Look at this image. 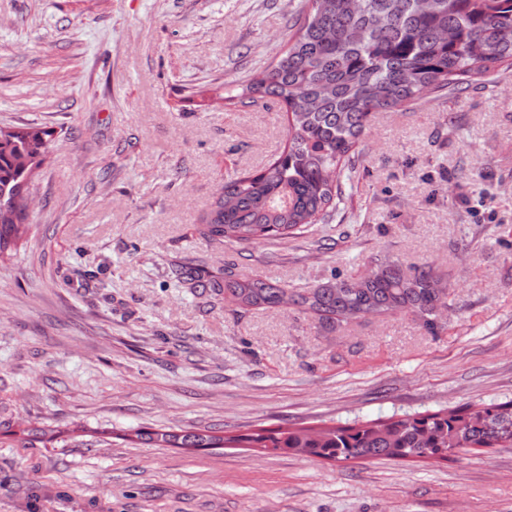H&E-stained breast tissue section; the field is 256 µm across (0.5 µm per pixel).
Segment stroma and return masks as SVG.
<instances>
[{
  "label": "stroma",
  "instance_id": "1",
  "mask_svg": "<svg viewBox=\"0 0 512 512\" xmlns=\"http://www.w3.org/2000/svg\"><path fill=\"white\" fill-rule=\"evenodd\" d=\"M305 0H0V128L52 130L30 231L0 255V512H512V448L327 462L119 440L132 429L331 426L512 399V71L380 112L327 223L203 238L224 181L286 144L224 88L285 48ZM448 286L337 328L237 311L176 267L315 288L377 262ZM100 269L105 288L83 274ZM84 427L24 448V427ZM109 444L96 441L100 431Z\"/></svg>",
  "mask_w": 512,
  "mask_h": 512
}]
</instances>
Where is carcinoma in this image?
Instances as JSON below:
<instances>
[{"mask_svg": "<svg viewBox=\"0 0 512 512\" xmlns=\"http://www.w3.org/2000/svg\"><path fill=\"white\" fill-rule=\"evenodd\" d=\"M308 10L270 66L229 100L243 107L272 101L285 109L288 141L257 172L224 183L200 216V233L239 244L287 238L326 220L373 115L405 108L432 93L512 71V0H307ZM52 132L0 128V253L26 233L25 193L44 163ZM195 288L208 279L240 309L280 307L342 325L366 316L405 312L431 334L448 306V287L431 268L387 260L371 279L346 277L316 288L285 287L238 273L233 261L220 276L176 271ZM20 444L53 442L60 430H21ZM157 448H222L245 444L326 461L448 458V452L512 448V400L465 409L417 413L334 426L254 429L226 438L212 428L136 430Z\"/></svg>", "mask_w": 512, "mask_h": 512, "instance_id": "obj_1", "label": "carcinoma"}]
</instances>
